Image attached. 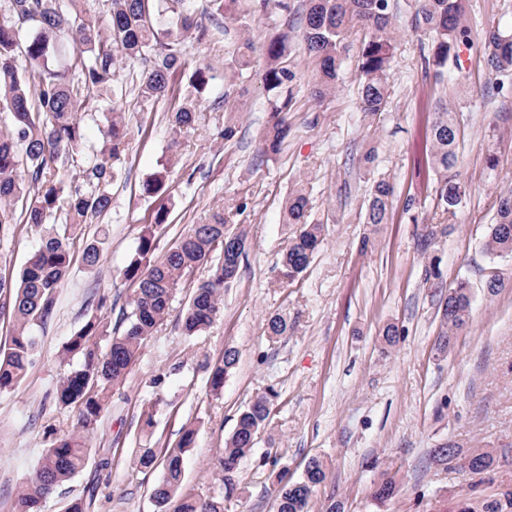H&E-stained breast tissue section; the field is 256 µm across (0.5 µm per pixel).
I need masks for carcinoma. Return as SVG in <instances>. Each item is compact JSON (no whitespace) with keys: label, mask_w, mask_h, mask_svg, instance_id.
I'll list each match as a JSON object with an SVG mask.
<instances>
[{"label":"carcinoma","mask_w":512,"mask_h":512,"mask_svg":"<svg viewBox=\"0 0 512 512\" xmlns=\"http://www.w3.org/2000/svg\"><path fill=\"white\" fill-rule=\"evenodd\" d=\"M242 0H206L211 26L202 25L198 0H102L103 19L91 21L86 0H11L16 18L0 23V112L11 116L10 128L0 132V224L16 223L21 209L25 223L41 230L40 241L18 275H0V317L12 322L14 332L0 345V393L10 392L35 362L38 336L34 328L53 316L59 291L68 279L77 243H83L82 264L100 272L107 233L101 229L84 240L87 225L98 223L112 208L107 187L118 174L125 155L129 129L117 106L104 112L101 95L107 91L119 98L123 90L142 102L172 95V80L190 65L186 45L209 42L217 34L237 33L224 57V85L234 87L253 57L262 61V83L270 100L271 116L260 131L259 151L266 157L280 153L290 127L286 119L293 100L296 73L288 65L292 35L270 34L257 44L249 35L256 14L288 11V0H258L257 7H243ZM467 0H414L411 28L426 36L422 69L441 82L449 68L462 70L461 55L479 43L483 60L502 94L512 87V25L493 22L478 36L466 24ZM395 0H305L300 15L299 37L314 63L308 83L318 100L336 92L345 59L348 34L363 35L356 60L361 111L375 115L389 100V77L397 38L393 20ZM213 76L207 67H196L189 81L204 94ZM90 114L103 123L102 143L91 144L82 119ZM197 102L183 97L169 112L173 129L196 121ZM459 125L457 110L440 104L431 127L429 168L434 207L419 241L428 251L447 233L467 195L459 173ZM168 190L166 175L147 178L140 191L163 198ZM393 184L372 181L365 223L376 228L389 221ZM310 197L306 188L293 189L285 201L283 223L298 226L280 260L279 279L293 284L309 268L323 241L324 225L309 221ZM167 210L157 209L154 222L142 227L136 247L119 276L136 285L129 308L118 324L93 313L68 336L62 346L64 358L72 361L59 382L56 403L74 409V430L57 434L48 442L38 465L23 485L14 512H42L46 500L78 474L90 459L91 435L108 409L112 389L126 382L139 354L157 327L169 315L178 290L194 272L208 267V276L193 286L192 296L180 317L186 336H196L218 318L222 290L238 278L248 247L246 229L230 224L218 214L205 224H193L162 255L157 256ZM493 257L512 256V191L499 193L493 224L483 243ZM424 283L440 288V258L430 254L423 267ZM442 331L438 350L448 351L451 341L465 330L472 315V291L461 280L445 288L440 297ZM288 317L267 318V336L276 340L288 335ZM238 362V352L224 348L209 365L207 389L211 396L224 392V378ZM275 395H257L237 416L232 434L221 452L223 491L201 498L182 487L183 454L194 446L197 428L186 425L175 447L163 453L142 448L137 464L147 470L162 468V478L150 494L155 512H227V502L243 488L235 473L239 461L255 445L258 435L271 422ZM162 401L144 406L139 415L140 432L152 434ZM431 460L446 469L459 468L470 459L466 473L485 475L495 470L498 458L486 448L467 452L453 444L434 448ZM326 479V467L311 459L303 475L276 489V512H310L317 487ZM397 492L395 477L385 474L374 492L379 503ZM459 512H512V486L495 498H462Z\"/></svg>","instance_id":"1"}]
</instances>
